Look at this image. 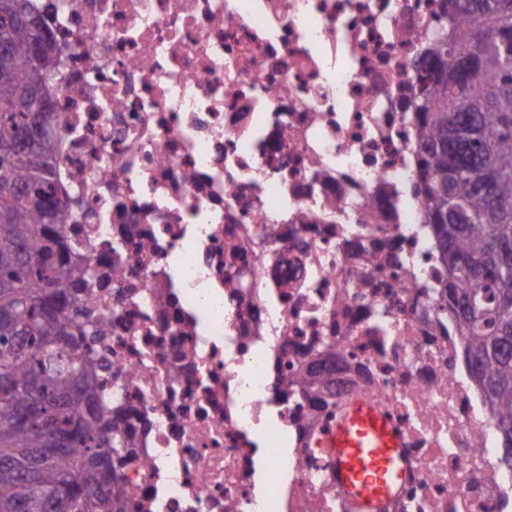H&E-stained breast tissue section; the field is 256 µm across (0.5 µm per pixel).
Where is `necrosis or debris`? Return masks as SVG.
Masks as SVG:
<instances>
[{
  "label": "necrosis or debris",
  "mask_w": 512,
  "mask_h": 512,
  "mask_svg": "<svg viewBox=\"0 0 512 512\" xmlns=\"http://www.w3.org/2000/svg\"><path fill=\"white\" fill-rule=\"evenodd\" d=\"M441 3L30 0L127 512H353L319 441L354 396L404 437L383 512H512L418 188Z\"/></svg>",
  "instance_id": "obj_1"
}]
</instances>
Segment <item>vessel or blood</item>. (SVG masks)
Returning <instances> with one entry per match:
<instances>
[{
    "mask_svg": "<svg viewBox=\"0 0 512 512\" xmlns=\"http://www.w3.org/2000/svg\"><path fill=\"white\" fill-rule=\"evenodd\" d=\"M341 494L357 512H383L408 470L403 436L374 400L357 397L321 442Z\"/></svg>",
    "mask_w": 512,
    "mask_h": 512,
    "instance_id": "vessel-or-blood-1",
    "label": "vessel or blood"
}]
</instances>
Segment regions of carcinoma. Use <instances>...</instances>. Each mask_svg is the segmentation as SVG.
<instances>
[{
  "label": "carcinoma",
  "instance_id": "obj_1",
  "mask_svg": "<svg viewBox=\"0 0 512 512\" xmlns=\"http://www.w3.org/2000/svg\"><path fill=\"white\" fill-rule=\"evenodd\" d=\"M0 7V512H124L123 432L103 437L99 364L70 336V284L56 258L64 207L49 190V124L30 91L54 77L55 40L27 0ZM414 111L423 192L448 264V303L473 379L512 449V0H448L422 58ZM45 241L42 253L33 242Z\"/></svg>",
  "mask_w": 512,
  "mask_h": 512
}]
</instances>
